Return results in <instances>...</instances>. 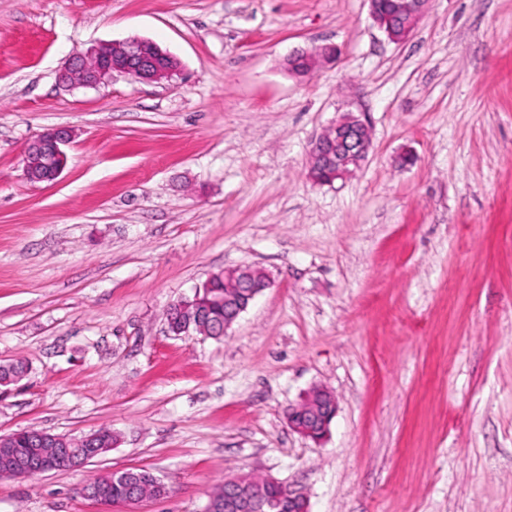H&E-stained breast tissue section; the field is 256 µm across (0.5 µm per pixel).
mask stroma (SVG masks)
Instances as JSON below:
<instances>
[{"instance_id": "obj_1", "label": "stroma", "mask_w": 512, "mask_h": 512, "mask_svg": "<svg viewBox=\"0 0 512 512\" xmlns=\"http://www.w3.org/2000/svg\"><path fill=\"white\" fill-rule=\"evenodd\" d=\"M147 38L172 81L66 89L72 53ZM336 63L298 79L295 49ZM364 114L352 176L313 183V138ZM66 126L56 182L27 144ZM271 285L221 338L168 335L211 273ZM0 434L116 447L0 478V512H124L79 489L148 470L135 512H205L225 477L309 512H512V0H430L401 43L367 0H0ZM337 413L321 441L289 406ZM337 48L330 45H321L312 50L294 51L283 59L285 69L299 78H309L314 71L311 70L312 58H318L325 63L334 62L337 58ZM310 65V68L308 67ZM337 410L334 394L323 388H313L304 400L288 408V425L313 441H320L328 432Z\"/></svg>"}]
</instances>
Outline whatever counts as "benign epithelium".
I'll return each instance as SVG.
<instances>
[{
    "label": "benign epithelium",
    "mask_w": 512,
    "mask_h": 512,
    "mask_svg": "<svg viewBox=\"0 0 512 512\" xmlns=\"http://www.w3.org/2000/svg\"><path fill=\"white\" fill-rule=\"evenodd\" d=\"M392 16L382 14L378 0H369L370 14L379 28L385 29L387 37L396 43L406 40L424 16L428 0H391ZM405 20V36L397 38L386 29L391 17ZM337 48L321 45L312 50L294 51L283 59L285 69L299 78H309L313 71L308 67L312 59L318 58L326 63L336 60ZM178 72L176 59L162 50L155 42L139 37L123 41L100 43L85 53H76L59 72L61 84L94 88L112 79L115 73L125 74L144 82H169ZM368 130L366 119L358 116L353 125L345 126L334 122L312 142L308 161L325 169L329 181L343 180L360 167L366 159L370 142L363 132ZM73 133L67 128H52L43 132L25 149L23 172L31 183L53 182L57 180L68 164L66 146L71 142ZM243 270H228L235 285L241 288L245 301L234 308L232 315L224 318V329H229L238 316L246 310L252 301L269 282L253 286L245 277H237ZM212 288L206 281L202 291L195 292L193 299L180 300L172 307L180 313L191 312V319L202 320L209 311L210 303L203 300ZM337 410L334 394L323 388L312 389L304 400L288 408V426L294 431L318 442L328 432ZM99 433L84 437V447H69V438L43 431L31 430L28 438L35 442L29 449L30 454L39 460L32 466L28 459L17 454L15 443L19 439L16 432L0 435V475L3 477L27 478L51 471H59L69 464L77 469L84 463L99 456ZM224 501L218 506V512H275L280 508L276 501L262 499L248 483V476L240 474L224 479Z\"/></svg>",
    "instance_id": "benign-epithelium-1"
}]
</instances>
